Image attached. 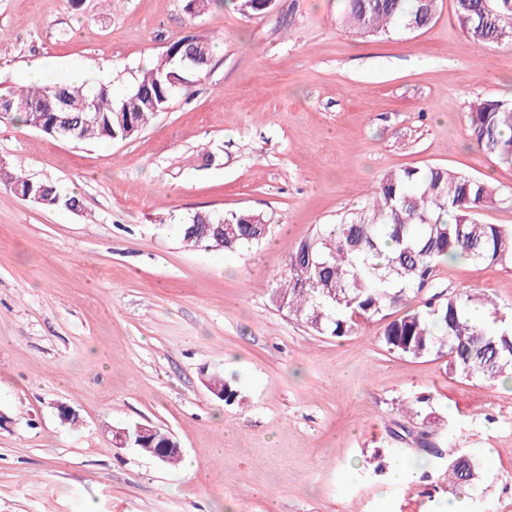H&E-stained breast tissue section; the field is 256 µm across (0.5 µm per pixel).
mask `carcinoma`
<instances>
[{
  "label": "carcinoma",
  "instance_id": "carcinoma-1",
  "mask_svg": "<svg viewBox=\"0 0 512 512\" xmlns=\"http://www.w3.org/2000/svg\"><path fill=\"white\" fill-rule=\"evenodd\" d=\"M439 0H344L342 25L359 35H387L430 24ZM463 30L480 45L512 40V0H456ZM205 52L206 61L191 75L200 77L210 65L212 45L203 35L187 34L168 44L160 62L147 70L126 95L116 98L104 82L53 87L21 86L0 95V118L29 128L50 127L59 108H44L60 92L65 111L89 118L77 127L73 142L125 141L135 137L158 113L169 108L176 89L168 75L179 71L186 47ZM26 100L19 112L11 104ZM470 139L512 167V102L485 99L469 112ZM0 182L40 205L38 191L53 184L24 174L0 173ZM512 206L488 181L440 166L406 168L386 173L360 207L335 224H324L301 240L271 289V301L323 335L342 338L361 325L384 320L379 337L390 353L412 358L448 357V371L478 374L496 381L512 372V328L508 316L480 293L430 294L439 265L452 257L472 264L512 263V228L484 224L480 211ZM224 230L226 252L242 244L257 245L272 232L271 219L250 211L217 215L198 211L181 225L183 241L192 247L216 248ZM399 306L406 312L387 320ZM211 394L232 401L237 391L220 375L208 379ZM476 478L473 463L462 457L448 462V489L460 490Z\"/></svg>",
  "mask_w": 512,
  "mask_h": 512
}]
</instances>
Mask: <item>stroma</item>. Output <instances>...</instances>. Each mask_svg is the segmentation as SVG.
Listing matches in <instances>:
<instances>
[{
	"label": "stroma",
	"mask_w": 512,
	"mask_h": 512,
	"mask_svg": "<svg viewBox=\"0 0 512 512\" xmlns=\"http://www.w3.org/2000/svg\"><path fill=\"white\" fill-rule=\"evenodd\" d=\"M182 5L0 0L1 92L41 58L124 93L171 41L213 40L207 75L133 139L0 123V168L81 201L44 209L0 184V512H446L460 455L479 472L466 512H512V383L389 354L378 320L317 334L269 298L298 242L387 172L443 166L512 191V168L467 131L474 103L512 100V41L474 45L453 0L426 28L370 37L340 24L342 0L196 19ZM240 210L273 217L261 245L178 234L195 212ZM436 289L512 314V264L448 260ZM212 374L235 401L207 390ZM130 424L170 431L183 466L116 447ZM396 459L411 464L397 482Z\"/></svg>",
	"instance_id": "obj_1"
}]
</instances>
